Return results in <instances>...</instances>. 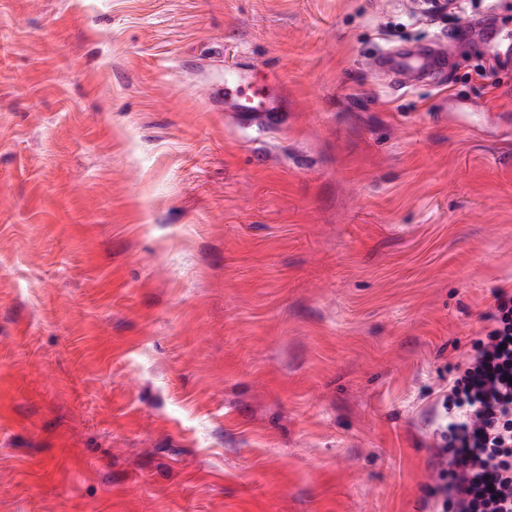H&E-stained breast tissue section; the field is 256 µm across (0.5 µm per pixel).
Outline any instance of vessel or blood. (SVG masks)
Instances as JSON below:
<instances>
[{
  "label": "vessel or blood",
  "mask_w": 512,
  "mask_h": 512,
  "mask_svg": "<svg viewBox=\"0 0 512 512\" xmlns=\"http://www.w3.org/2000/svg\"><path fill=\"white\" fill-rule=\"evenodd\" d=\"M445 50L394 48L381 53L374 66L393 72L399 83H430L445 68ZM274 74L257 78L252 63H245L224 75V109L241 115L259 129L279 127L288 110V100L273 88Z\"/></svg>",
  "instance_id": "obj_1"
}]
</instances>
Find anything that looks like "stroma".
<instances>
[{
	"label": "stroma",
	"mask_w": 512,
	"mask_h": 512,
	"mask_svg": "<svg viewBox=\"0 0 512 512\" xmlns=\"http://www.w3.org/2000/svg\"><path fill=\"white\" fill-rule=\"evenodd\" d=\"M512 0H0V512H423L512 291ZM440 84L371 61L456 37ZM274 71L283 125L216 90Z\"/></svg>",
	"instance_id": "stroma-1"
}]
</instances>
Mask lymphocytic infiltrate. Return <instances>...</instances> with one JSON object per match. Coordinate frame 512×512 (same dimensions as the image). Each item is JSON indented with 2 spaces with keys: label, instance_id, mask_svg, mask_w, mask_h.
Masks as SVG:
<instances>
[{
  "label": "lymphocytic infiltrate",
  "instance_id": "1",
  "mask_svg": "<svg viewBox=\"0 0 512 512\" xmlns=\"http://www.w3.org/2000/svg\"><path fill=\"white\" fill-rule=\"evenodd\" d=\"M433 410L431 512H512V292L500 289Z\"/></svg>",
  "mask_w": 512,
  "mask_h": 512
}]
</instances>
